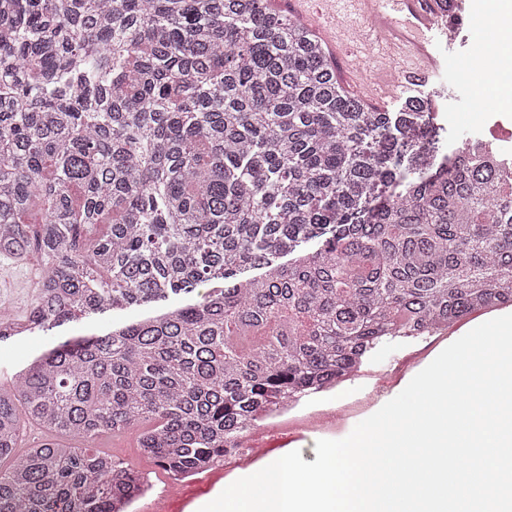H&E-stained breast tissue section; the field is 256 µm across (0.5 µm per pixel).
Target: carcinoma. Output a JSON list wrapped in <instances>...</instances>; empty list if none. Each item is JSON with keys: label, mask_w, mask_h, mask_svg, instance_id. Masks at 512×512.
I'll return each mask as SVG.
<instances>
[{"label": "carcinoma", "mask_w": 512, "mask_h": 512, "mask_svg": "<svg viewBox=\"0 0 512 512\" xmlns=\"http://www.w3.org/2000/svg\"><path fill=\"white\" fill-rule=\"evenodd\" d=\"M33 254L0 342L199 295L0 387V512H126L151 485L100 435L151 423L185 479L378 348L512 303V170L446 154L418 97L365 104L268 0H0V257Z\"/></svg>", "instance_id": "cac0c4a2"}]
</instances>
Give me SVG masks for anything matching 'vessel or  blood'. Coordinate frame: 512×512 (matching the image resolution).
Returning a JSON list of instances; mask_svg holds the SVG:
<instances>
[{
  "label": "vessel or blood",
  "mask_w": 512,
  "mask_h": 512,
  "mask_svg": "<svg viewBox=\"0 0 512 512\" xmlns=\"http://www.w3.org/2000/svg\"><path fill=\"white\" fill-rule=\"evenodd\" d=\"M299 18L335 22L334 37L345 49L349 69L370 60L399 81L370 89V96L397 97L399 90L421 86L438 74V37L456 27L460 0H293Z\"/></svg>",
  "instance_id": "vessel-or-blood-1"
}]
</instances>
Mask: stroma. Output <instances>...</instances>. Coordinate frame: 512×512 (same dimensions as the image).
I'll return each mask as SVG.
<instances>
[{
  "instance_id": "obj_1",
  "label": "stroma",
  "mask_w": 512,
  "mask_h": 512,
  "mask_svg": "<svg viewBox=\"0 0 512 512\" xmlns=\"http://www.w3.org/2000/svg\"><path fill=\"white\" fill-rule=\"evenodd\" d=\"M495 2L461 0L462 23L449 52L450 58L455 59L458 65H469L483 50L480 20L485 17L488 6ZM461 89L470 93L474 87L446 73L422 89L423 95L430 97L432 110L442 128V143L452 150L460 146L464 137L473 138L484 132L483 127L476 125L474 114L456 101L455 96ZM42 274L43 263L38 256H31L22 264L0 257V312L17 321L26 320L37 300ZM503 313L512 314V305L474 313L446 329L383 347L364 362L352 379L342 382L336 390L305 397L295 407L273 414L250 431L246 440L251 443L268 437L282 438L289 442L287 449L300 451L305 462H314L317 440L347 437L359 422L384 405V398L373 396V389L400 393L444 348L474 327ZM141 314L138 308L111 310L67 323L49 335L39 332L18 337L13 343L0 344V367H21L27 359L51 348L52 337L100 334L118 322L137 319ZM95 447L148 474L151 489L136 503V512H147L158 499L160 490L173 483L170 475L141 453L135 434L107 433L96 440Z\"/></svg>"
}]
</instances>
